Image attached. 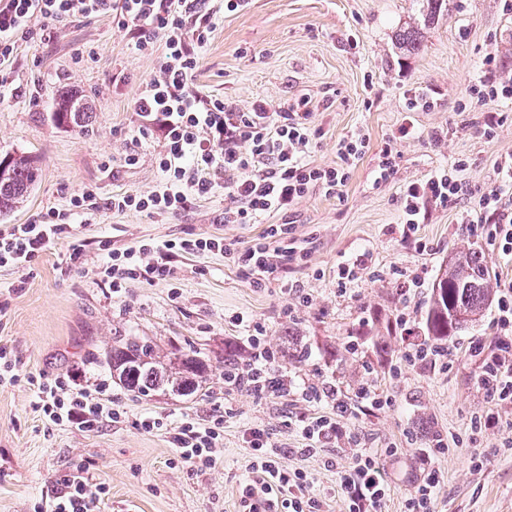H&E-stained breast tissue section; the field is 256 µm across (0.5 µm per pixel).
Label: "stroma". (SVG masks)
<instances>
[{"label": "stroma", "instance_id": "stroma-1", "mask_svg": "<svg viewBox=\"0 0 512 512\" xmlns=\"http://www.w3.org/2000/svg\"><path fill=\"white\" fill-rule=\"evenodd\" d=\"M421 0H251L248 8L216 14V29L201 51L195 84L241 110L264 101L311 100L318 131L308 160L336 165V147L362 132L369 139L336 198L310 191L287 215L261 223L220 224L224 192L195 202L178 215L112 213L106 203L118 191L147 192L161 181L160 132L141 135L143 119L134 103L158 74L156 56L133 50L128 30L111 16L70 19L58 25L51 42L18 40L5 68L15 86L0 101V153L18 152L39 161L35 190L10 217L27 224L48 209L69 214L85 248L71 259L69 240L41 253L25 275L0 268V346L17 361L19 379L0 387V512H33L51 499L60 477L84 471L103 484L100 512H237L239 489L251 476L247 428L269 429L286 448L281 463L303 469L322 512H343L336 494L337 469L352 451L328 448L301 458L302 442L289 419L314 415L315 403L299 392L271 399L224 382V357L248 355L245 332L233 313L252 316L276 352L282 375L302 385L333 382L346 391L371 384L384 406H366L345 418L361 447L377 452L392 486L386 512H402L421 476L419 451L438 446L441 475L436 512H512V404L491 401L478 385L483 357L476 344L492 348L494 310L478 326L449 338L445 363L411 365L404 355L427 343L425 313L431 288L461 241L480 251L497 286L512 282V254L469 232L457 217L462 203L428 205L417 233L402 238L400 191L426 179L456 159L467 165L461 179L471 188L490 186L501 156L512 154V104L500 99L472 103V86L486 76L483 60L494 55L496 72L512 74V15L498 0H449L448 11L423 28L418 51L400 53L395 34L418 20ZM74 88L93 103L84 128L65 129L52 117L57 90ZM427 108H411L415 92ZM498 121L494 139L478 129L488 117ZM413 122L414 133L399 129ZM442 141H435V133ZM391 147L394 170L376 178L379 153ZM137 151L139 162L123 158ZM92 191L100 211L82 223L72 199ZM294 222L295 240L305 253L282 279L254 284L220 255L175 258V281L133 283L113 293L98 271L113 251L140 240L161 243L202 233L249 244L265 225ZM367 254L352 291L336 286V265ZM418 278L420 288L400 292L394 270ZM296 282L307 298L289 296ZM116 336H141L161 348L194 350L212 372L198 392L146 398L123 389L104 353ZM298 337L308 360L291 366L281 355L288 337ZM76 374L80 386L103 384L121 406L120 422L87 433L47 425L32 408L27 379ZM225 410L224 452L203 472L173 463L169 429L183 413L208 418ZM488 412L498 427L473 433L471 420ZM148 415L168 427L143 431ZM483 453L472 466V453Z\"/></svg>", "mask_w": 512, "mask_h": 512}]
</instances>
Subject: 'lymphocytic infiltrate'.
<instances>
[{
    "label": "lymphocytic infiltrate",
    "instance_id": "1",
    "mask_svg": "<svg viewBox=\"0 0 512 512\" xmlns=\"http://www.w3.org/2000/svg\"><path fill=\"white\" fill-rule=\"evenodd\" d=\"M111 13L113 23L129 30L133 47L144 54H157L159 76L147 84L135 102L146 125L162 132L164 150L159 155L162 173L159 189L147 192H117L108 204L113 213L127 211L150 215H175L194 201L210 197L216 187L224 189V209L219 223L255 224L270 213H288L310 189L321 188L339 197L348 170L365 154V134L352 133L337 145L339 163L319 167L307 160L312 142V114L307 97L294 99L286 109L255 103L238 110L223 99L201 96L193 86L200 52L215 30L209 0H0V62L9 59L18 39L49 42L58 23L71 18ZM465 167L456 161L424 181H411L401 191L403 235H411L428 203L445 205L467 199L461 212L463 224L480 226L489 244L512 250V154L501 156L494 184L473 190L459 177ZM290 223L270 224L251 244L215 234L162 244L142 242L112 253L100 273L113 293L130 282H153L173 277L172 261L178 256L220 253L237 263L245 276L261 282L286 273L299 253ZM62 238L71 239L73 256H80L84 241L67 214L50 209L28 224L0 228V267L24 272L40 253ZM237 324L248 333L251 361L245 372L249 391L264 394L268 359L256 323L237 314ZM497 346L484 358L479 382L500 402H512V285L502 288L498 299ZM35 410L48 425L69 426L93 432L122 416L117 401L104 388L78 387L76 375L48 381L31 379ZM303 396L328 407V414L294 421L293 429L306 442L305 453L331 447L351 438L340 419L352 406L380 405L381 399L361 386L355 402L344 399L342 389L325 382L305 387ZM177 463L203 471L214 466L224 446V413L213 410L208 419L182 417L172 435ZM246 443L251 451L252 477L242 487V512H319L311 482L302 469L290 470L279 463L278 453L265 429L248 428ZM434 449L422 450V477L405 500L404 512H434L441 479L434 467ZM336 492L345 512H384L392 487L381 472L380 458L370 449L354 453L338 473ZM50 507L35 504L34 512H97L105 488L89 483L81 473H68Z\"/></svg>",
    "mask_w": 512,
    "mask_h": 512
}]
</instances>
